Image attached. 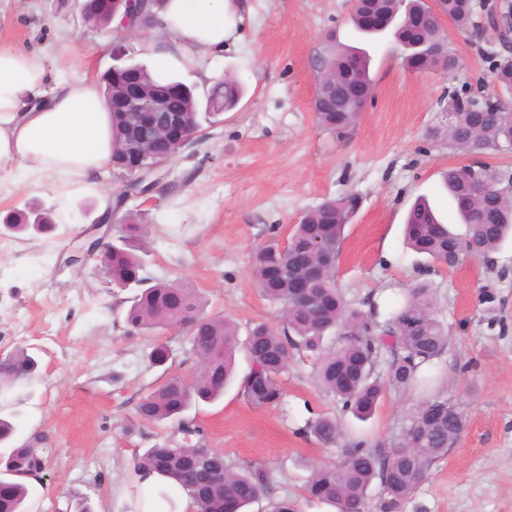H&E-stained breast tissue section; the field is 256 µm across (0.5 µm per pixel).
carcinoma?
Masks as SVG:
<instances>
[{"label": "carcinoma", "instance_id": "carcinoma-1", "mask_svg": "<svg viewBox=\"0 0 512 512\" xmlns=\"http://www.w3.org/2000/svg\"><path fill=\"white\" fill-rule=\"evenodd\" d=\"M371 7L399 17L392 28L397 42H402L400 25H417L422 44L432 55L431 64L443 71L458 67L448 49L441 20L446 18L457 29L468 31L479 27L474 0H437L432 7L427 0H371ZM89 16L95 25L107 27L111 12L106 0H86ZM357 60L346 84L323 95L314 105L321 128L341 137L359 121L362 106L356 93L372 92L366 52L336 45L323 58L328 74L345 69L350 59ZM494 93L483 99L448 97L450 114L448 145L464 152L482 150L505 151L512 142V120L507 113L512 105V56L500 55L494 66ZM242 86L226 75L215 82L208 102L222 111L235 108L242 98ZM188 133L201 127L212 113H200L192 89L183 100ZM126 138L125 128L112 117V158H117ZM505 176L494 166L472 163L449 169L444 185L454 201L471 195L487 199V206L458 209L466 235L457 237L441 223L430 204L418 199L406 218V244L432 262L455 268L466 255L487 256L499 249L512 235V193L503 190ZM358 198L344 193L329 198L306 211L293 226L290 239L298 247L312 241L331 255L339 253L344 230L351 223ZM24 211L5 216L14 222L13 232L44 234L55 230L49 212L42 213L38 226L23 223ZM494 224L497 232L488 233L485 225ZM115 251L112 253L109 283L131 292L125 316L127 333H147L156 329L175 330L188 344L186 360L191 362V382L184 376H171L149 390L137 405L141 420L151 424L171 422L184 432L199 435L201 431L187 416L197 403L214 402L237 376L235 356L241 352L249 361V369L241 379V395L255 408L278 404L283 392L278 376L296 353H307L314 359L319 386L341 404V411L354 418L369 419L386 391L410 392L426 382L424 372L435 366L449 346L448 330L440 319V311L431 288L420 284L408 289L402 302L387 318H378L376 305L362 302L366 309L351 306L339 288L335 265H322L310 292L312 304L300 301L293 288L298 270L285 262V255L274 244L259 250L252 276L263 296L281 312L282 330L266 323H256L239 337L238 324L223 317L204 314L202 296L183 281H155L144 274L140 241V224H118L113 229ZM458 238L459 249L448 252V239ZM272 266L282 273L273 279ZM386 376L377 372L383 356ZM173 353L165 343L152 346L149 358L162 366ZM39 361L25 350H17L0 360V393L26 385L39 374ZM13 411H0V448L7 456L21 461L40 457L38 449L12 443ZM465 426L463 412L440 395H429L415 404L405 424L389 447L370 448L363 440H343L341 421L329 415L317 417L309 430L327 447L342 446V461L334 466H315L307 483L308 494L335 509V512H365L367 491L379 481L388 509H396L415 491L431 465L448 453ZM138 479L153 476L164 479L163 493L181 490L190 496L199 512H224L228 502L239 512L262 498L269 499V512H296L294 503L273 499L263 470L251 463L229 464L207 448L185 443L176 448L154 446L137 459ZM27 486L17 477L0 495V512H28Z\"/></svg>", "mask_w": 512, "mask_h": 512}]
</instances>
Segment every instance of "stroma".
Instances as JSON below:
<instances>
[{
	"instance_id": "stroma-1",
	"label": "stroma",
	"mask_w": 512,
	"mask_h": 512,
	"mask_svg": "<svg viewBox=\"0 0 512 512\" xmlns=\"http://www.w3.org/2000/svg\"><path fill=\"white\" fill-rule=\"evenodd\" d=\"M59 2L0 0V45L35 52L53 76L79 70L102 80L118 41L127 61L150 64L143 39L157 35V22L121 39ZM350 13L351 0H243L223 55L176 77L201 101L217 75L234 77L246 94L157 172L151 200L124 197L125 178L109 167L100 196L0 181V219L33 207L56 220L50 234H0V351L26 348L41 364L32 385L9 395L20 410L17 444L39 449L46 462L27 481L31 512H74L82 498L92 512H171L134 465L145 449L175 448L184 436L145 423L136 407L165 374L188 375L185 344L171 331L127 335L126 295L101 273L99 254L86 252L85 231L103 210L113 222L144 225L149 276L189 283L209 315L276 327L279 309L252 277L254 253L343 193L355 194L359 208L336 257L340 288L354 306L372 300L383 317L408 288L433 289L450 336L437 389L466 417L455 445L398 512H512V239L449 272L433 270L403 239L406 212L420 196L465 234L442 174L476 157L449 146L444 108L454 93L488 94L494 54L512 55V46L488 26L462 33L447 22L461 70L414 72L391 35L361 37ZM332 41L366 49L374 78L359 122L341 137L318 126L313 108L317 65ZM488 283L496 292L490 306L480 302ZM160 342L176 359L167 372L148 360ZM278 380L283 400L273 407L254 408L232 388L193 408L202 444L226 462L264 467L298 512H333L307 497L305 483L311 467L337 463L339 451L319 444L307 425L340 408L318 386L310 359L292 357ZM416 400L387 391L371 419L348 425L370 446L387 447Z\"/></svg>"
}]
</instances>
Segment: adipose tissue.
Masks as SVG:
<instances>
[{
	"label": "adipose tissue",
	"instance_id": "1",
	"mask_svg": "<svg viewBox=\"0 0 512 512\" xmlns=\"http://www.w3.org/2000/svg\"><path fill=\"white\" fill-rule=\"evenodd\" d=\"M236 9L235 0H166L160 25L173 47L156 55L154 78L166 82L195 55L223 51ZM48 82L36 54L0 46V168L20 183L49 177L59 190L100 192L96 176L112 156L106 99L84 73L52 90Z\"/></svg>",
	"mask_w": 512,
	"mask_h": 512
}]
</instances>
